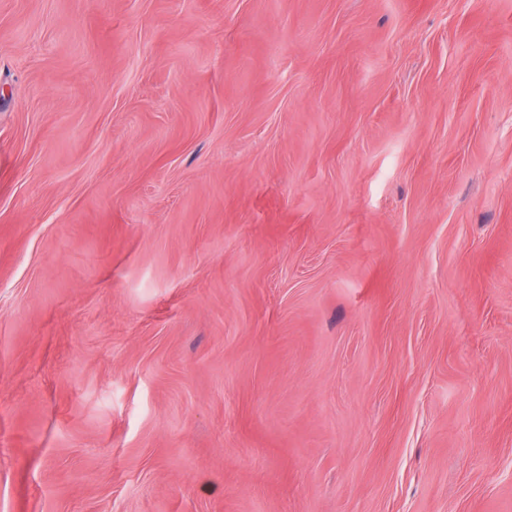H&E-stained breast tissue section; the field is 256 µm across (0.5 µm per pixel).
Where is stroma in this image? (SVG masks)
<instances>
[{
	"label": "stroma",
	"instance_id": "stroma-1",
	"mask_svg": "<svg viewBox=\"0 0 512 512\" xmlns=\"http://www.w3.org/2000/svg\"><path fill=\"white\" fill-rule=\"evenodd\" d=\"M0 512H512V0H0Z\"/></svg>",
	"mask_w": 512,
	"mask_h": 512
}]
</instances>
